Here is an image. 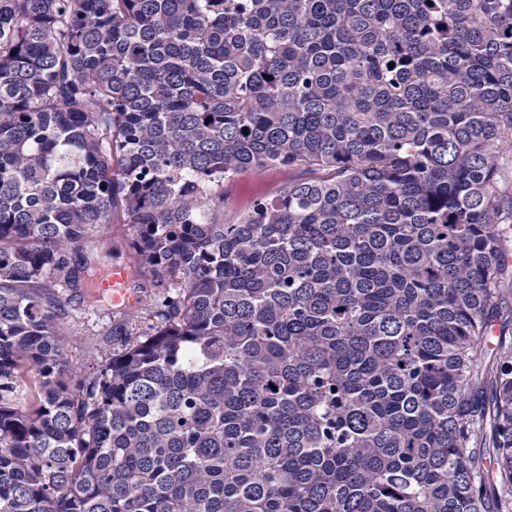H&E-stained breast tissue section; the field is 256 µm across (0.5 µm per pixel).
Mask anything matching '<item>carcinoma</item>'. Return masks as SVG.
<instances>
[{
  "mask_svg": "<svg viewBox=\"0 0 512 512\" xmlns=\"http://www.w3.org/2000/svg\"><path fill=\"white\" fill-rule=\"evenodd\" d=\"M508 160L512 0H0V512H512ZM295 176L285 166L266 167L261 170L249 169L238 176L237 191L229 192L230 202L239 210L251 207L253 201L260 196H273ZM129 237L127 225L114 224L109 230L107 243L98 248L101 263L112 265V275L103 281L101 288L112 293V305L120 310L137 307L142 299L141 294L130 286V270L127 265L133 262V255L129 248ZM64 296L69 300L68 309L70 323L74 334L85 336L90 334L94 338L93 344L72 343L66 353L71 366L86 372L96 368L95 357H90L91 347L101 348L112 353L119 348V336H112V327L118 322L116 314L103 309H93L86 306L82 300L69 288L63 289Z\"/></svg>",
  "mask_w": 512,
  "mask_h": 512,
  "instance_id": "1",
  "label": "carcinoma"
}]
</instances>
